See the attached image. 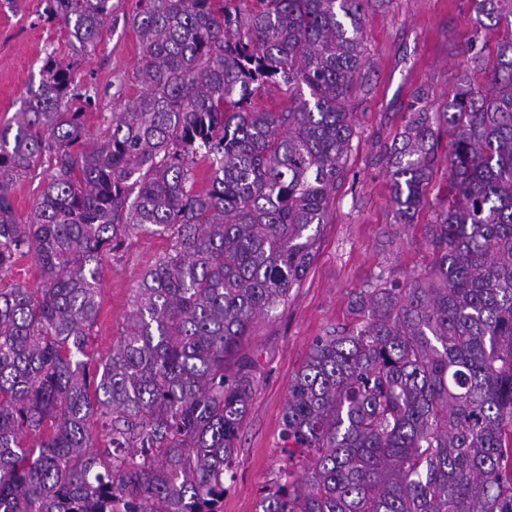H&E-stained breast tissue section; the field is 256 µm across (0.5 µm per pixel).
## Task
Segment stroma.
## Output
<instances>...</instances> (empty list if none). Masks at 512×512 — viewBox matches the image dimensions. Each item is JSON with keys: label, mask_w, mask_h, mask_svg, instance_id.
I'll return each mask as SVG.
<instances>
[{"label": "stroma", "mask_w": 512, "mask_h": 512, "mask_svg": "<svg viewBox=\"0 0 512 512\" xmlns=\"http://www.w3.org/2000/svg\"><path fill=\"white\" fill-rule=\"evenodd\" d=\"M44 7V0H0V124L19 111L27 86L40 79L46 52L53 51L73 63L77 84L95 98L85 117L86 138L95 140L140 91L141 49L130 24L138 0H112L101 42L77 56L59 25L44 22ZM476 20L475 0H382L369 10L367 65L353 105L355 135L317 257L287 304L259 319L245 344L257 360L256 385L236 443L235 480L224 496V512H256L263 488L280 469L300 472V465L289 463L282 438L288 388L317 337L356 322L352 291L376 285L381 276L401 280L428 268L432 254L421 227L434 223L446 206L448 172L435 171L415 222L399 224L382 154L403 125L415 88H426L431 105L441 106L453 94L467 44L495 52L497 32H479ZM170 250L168 237L136 232L104 257L100 315L88 343L94 360L111 354L142 272Z\"/></svg>", "instance_id": "1"}]
</instances>
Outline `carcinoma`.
Segmentation results:
<instances>
[{
    "label": "carcinoma",
    "instance_id": "1",
    "mask_svg": "<svg viewBox=\"0 0 512 512\" xmlns=\"http://www.w3.org/2000/svg\"><path fill=\"white\" fill-rule=\"evenodd\" d=\"M373 0H140V94L85 138L92 99L48 53L0 127V512H222L255 386L254 322L313 264L355 134ZM437 110L418 89L385 149L413 224L450 134L433 260L353 292L361 321L316 338L288 388L283 470L258 512H512V0ZM112 0H45L76 54ZM487 83H476L475 75ZM281 88L288 106L255 97ZM203 164L211 180L199 187ZM48 173L17 218L14 180ZM136 231L171 251L142 275L116 347L90 369L102 257ZM38 278L39 272L35 259L32 256H25L16 263L13 272L0 281V288H10L17 284L35 288Z\"/></svg>",
    "mask_w": 512,
    "mask_h": 512
}]
</instances>
